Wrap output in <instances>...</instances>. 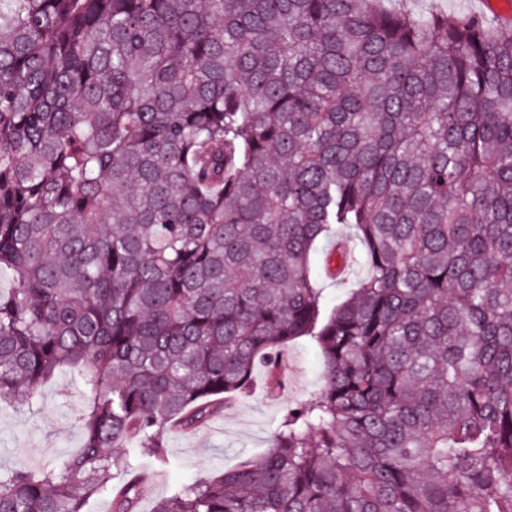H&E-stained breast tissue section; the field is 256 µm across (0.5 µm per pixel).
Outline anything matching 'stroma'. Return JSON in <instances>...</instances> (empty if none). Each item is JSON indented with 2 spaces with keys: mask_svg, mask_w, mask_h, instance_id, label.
Segmentation results:
<instances>
[{
  "mask_svg": "<svg viewBox=\"0 0 512 512\" xmlns=\"http://www.w3.org/2000/svg\"><path fill=\"white\" fill-rule=\"evenodd\" d=\"M383 6L388 10L403 6L423 16L438 12L453 17L487 10L482 0H383ZM283 359V390L270 392L264 373L256 372L251 391L226 403L206 425L166 435L168 463L143 464L131 459V466H143L150 477L138 512H152L156 502L179 484L216 475L241 458L257 457L267 450L274 426L288 405L308 397L322 384L321 358L308 340L289 344ZM84 405L82 390L65 371L42 386L33 405L1 402L0 473L18 465L41 469L59 455L76 451L82 440L76 419Z\"/></svg>",
  "mask_w": 512,
  "mask_h": 512,
  "instance_id": "stroma-1",
  "label": "stroma"
}]
</instances>
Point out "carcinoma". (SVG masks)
<instances>
[{
	"mask_svg": "<svg viewBox=\"0 0 512 512\" xmlns=\"http://www.w3.org/2000/svg\"><path fill=\"white\" fill-rule=\"evenodd\" d=\"M356 240L366 275L325 294ZM0 401L83 442L0 512H136L307 338L269 449L154 512H512V33L377 0H0ZM121 449L125 455H119ZM124 478L116 483V472Z\"/></svg>",
	"mask_w": 512,
	"mask_h": 512,
	"instance_id": "carcinoma-1",
	"label": "carcinoma"
}]
</instances>
